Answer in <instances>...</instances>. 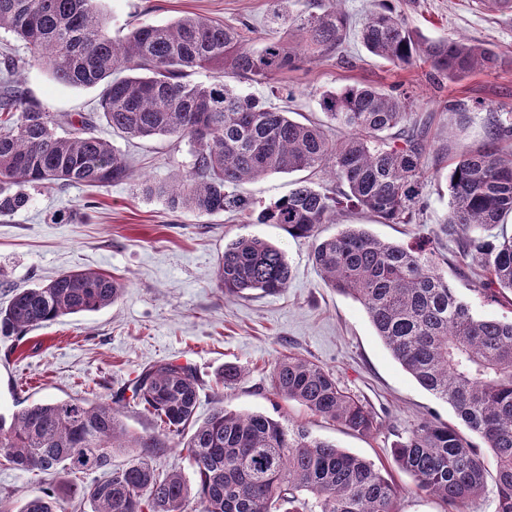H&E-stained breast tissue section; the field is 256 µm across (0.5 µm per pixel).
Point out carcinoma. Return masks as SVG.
I'll use <instances>...</instances> for the list:
<instances>
[{
  "label": "carcinoma",
  "mask_w": 512,
  "mask_h": 512,
  "mask_svg": "<svg viewBox=\"0 0 512 512\" xmlns=\"http://www.w3.org/2000/svg\"><path fill=\"white\" fill-rule=\"evenodd\" d=\"M271 12L258 47L242 29L198 16L141 23L112 37L102 0H0V29L21 42L66 87L103 86L101 117L130 138L187 140L193 162L170 183H142V191L171 209L198 214L235 211L258 224H276L312 242L311 260L324 284L365 309L379 338L402 368L460 420L412 424L391 448L417 492L438 498L448 512H466L493 477L496 512H512V320L475 316L440 270L425 242H383L345 224L343 208L366 211L383 224H412L424 210L425 168L431 154L428 121L416 118L407 91L387 93L350 85L325 91L319 106L349 131L338 143L321 124L303 123L271 103L229 87L217 77L191 76L226 65L246 82H268L300 62L322 60L343 44L352 22L340 0H319L308 11ZM360 40L373 56L398 67H428L440 83L512 65V55L461 37L429 39L408 28L388 2L368 15ZM0 216L27 209V188L107 186L132 179L125 156L94 132L96 115H58L32 100L19 80L20 60L0 54ZM456 125L470 120L467 102H448ZM483 140L455 158L446 174L448 211L439 234L455 257L477 262L484 295L512 293V112L486 107ZM324 171L329 182L299 179L290 192L255 210L239 187L270 174ZM216 278L224 294L285 291L292 267L274 245L256 237L224 244ZM122 284L110 275L75 270L15 292L0 310V330H29L73 314L113 305ZM275 394L312 414L368 436L380 423L324 367L297 354L278 360ZM133 396L158 430L132 434L119 418L120 399L32 403L0 413V459L17 469L56 472L54 493L36 494L19 512H64L69 499L90 512H399L394 485L374 464L314 437L301 423L217 406L197 418L199 381L187 365L148 364ZM478 436L483 446L472 443ZM176 447L192 464L193 479L152 464L153 451ZM132 448L127 466L112 468V451ZM103 472L89 485L69 474Z\"/></svg>",
  "instance_id": "1"
}]
</instances>
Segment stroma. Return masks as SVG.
<instances>
[{
    "mask_svg": "<svg viewBox=\"0 0 512 512\" xmlns=\"http://www.w3.org/2000/svg\"><path fill=\"white\" fill-rule=\"evenodd\" d=\"M393 3L408 26L424 37L460 36L512 52V11H490L477 0ZM105 7L115 35L143 22L200 16L226 25L248 22L256 41L268 31L270 0H105ZM20 74L29 95L52 112L74 115L99 109L100 88L61 86L36 62L23 64ZM223 79L263 100L273 99L272 89L281 90L277 106L326 125L335 140L345 132L328 124L318 105L322 91L349 85L410 91L419 114L431 118L434 148L452 158L482 139L485 114L471 112L467 129H457L448 101L480 100L512 110V66L434 85L424 69H401L373 57L353 31L337 54L279 74L273 84H242L228 71ZM96 133L127 156L133 180L35 189L27 210L0 216V308L9 305L16 290L71 269L115 276L123 285L122 295L114 305L94 312L64 316L24 333H0V413L8 416L47 400L108 402L123 391L127 397L121 421L131 433L149 434L155 422L130 398L133 380L149 363L186 364L200 383L198 418L208 417L219 403L237 412L285 416L382 468L400 491V512H444L439 501L416 493L413 477L396 466L391 447L416 421L431 415L454 425L456 414L402 369L359 302L324 285L310 259V240L233 212L206 216L170 209L163 199L143 195L138 183H165L179 170L190 169L188 144L170 138L129 140L102 121ZM424 200V214L413 224H382L359 210L345 212L342 222L365 225L375 237L393 243L437 241L450 259L443 269L449 284L475 315L512 319V298L485 297L478 276L452 261L453 243L437 236L448 209L445 178L426 176ZM239 236L261 238L285 254L293 278L284 292L224 295L216 281L217 259L225 243ZM290 353L332 372L347 392L372 409L379 431L354 435L277 397L270 373ZM229 364L240 367L242 376L227 389L217 378ZM58 482L51 474L0 465V498H7L11 512Z\"/></svg>",
    "mask_w": 512,
    "mask_h": 512,
    "instance_id": "35a3bbf8",
    "label": "stroma"
}]
</instances>
